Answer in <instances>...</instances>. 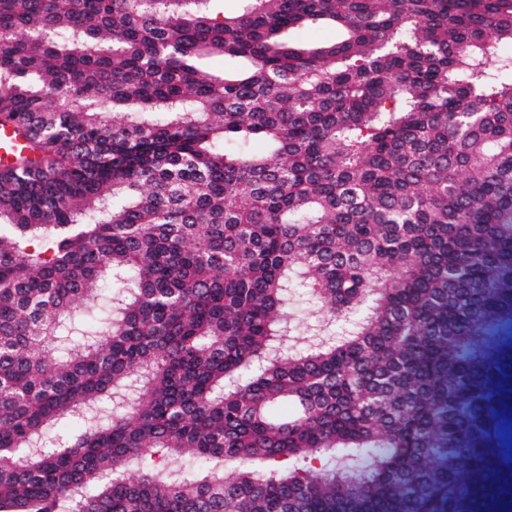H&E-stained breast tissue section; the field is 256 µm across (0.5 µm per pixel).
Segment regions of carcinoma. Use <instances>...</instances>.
I'll use <instances>...</instances> for the list:
<instances>
[{
    "label": "carcinoma",
    "mask_w": 512,
    "mask_h": 512,
    "mask_svg": "<svg viewBox=\"0 0 512 512\" xmlns=\"http://www.w3.org/2000/svg\"><path fill=\"white\" fill-rule=\"evenodd\" d=\"M216 2L0 0V512H512V0ZM295 40L305 45H319L339 38V32L329 26L305 27L296 31ZM23 145L24 142L14 134L12 128L0 126V169L10 163Z\"/></svg>",
    "instance_id": "1"
}]
</instances>
